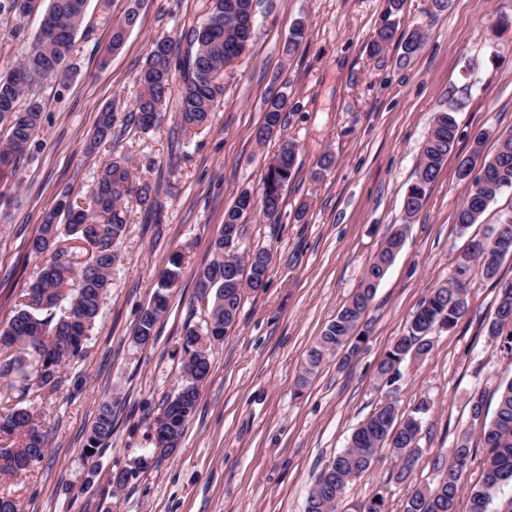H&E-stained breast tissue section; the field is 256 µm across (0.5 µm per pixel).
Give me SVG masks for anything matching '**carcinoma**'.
<instances>
[{
	"label": "carcinoma",
	"instance_id": "cac0c4a2",
	"mask_svg": "<svg viewBox=\"0 0 512 512\" xmlns=\"http://www.w3.org/2000/svg\"><path fill=\"white\" fill-rule=\"evenodd\" d=\"M250 8H254V0H213L204 21L185 35L189 47L182 56L179 55L181 40L162 35L153 41L139 73L142 92L134 116L136 125L144 130L160 125L173 79L178 75L184 80L180 102L182 126L192 131L207 125L224 94V86L218 82L224 65L238 58L251 39L244 25L246 11ZM37 11L42 19L27 53L12 71L0 75V123L8 124V135L0 140V176L29 153L35 134L43 124L44 105L40 99L29 97L22 109L17 108V104L33 85L55 80L56 71L65 66L84 23L87 0H0V17L5 20L21 19ZM395 35L396 29L391 24L380 29L371 42V52L381 53ZM422 42V32L410 31L402 39L400 60L408 61L417 55ZM286 104L287 99L282 94L269 98L257 140H267L282 126ZM115 123L113 108L105 107L99 114L88 148L93 150L110 140ZM457 136L458 124L453 113L448 110L435 113L431 133L421 150L415 180L404 195L405 219H411L422 208ZM485 139L482 131L475 135L469 154L463 156L457 168L458 178L471 184L466 203L456 213V224L462 232L479 223L488 205L504 189L512 188V133L501 137L497 151L490 157L483 153ZM296 157V144L284 140L275 156L276 165L268 168L258 196L243 193L236 205L224 212V223H240L244 213L257 204L266 217L280 216L283 190L294 176ZM131 194L147 211L158 208L150 184H135L127 159L114 158L103 166L89 203L64 199L44 216L30 249L35 255L48 252L50 256L24 291L7 327L0 332V342H5L6 347H22V351L16 350L7 356L0 348V379L24 372L25 358L29 357L35 372L23 390L55 392L61 388V369L83 356L88 332L99 316L112 271L120 262L115 246L125 233L126 219L119 205ZM60 216L65 223L58 221ZM406 232L407 225L400 224L385 237L354 293L309 349L305 373H314L327 356L347 346L356 348L352 344L354 333L369 309L378 283L405 242ZM63 233L87 246L90 256L79 268L66 257L65 250H52ZM502 241L512 249V214L490 233L471 239L467 249L457 257L454 275L448 284L431 289L420 302L405 334L379 361L380 381L396 383L401 378L400 366L404 361L412 356L426 358L432 353L431 331L449 330L467 314V309L459 308L458 304L468 303L466 291L474 275L500 281L501 261L485 260L483 255ZM213 250L216 258L201 271L197 283L201 296L211 300L208 321L204 328L186 327L181 343L182 382L161 407L170 419L168 429L178 441L196 412L200 386L211 370V349L194 347L192 339L217 335L215 331L209 332V327H224V299L230 297L235 305H240L242 294L238 281H259L266 278L269 270L268 265L259 261L266 249L259 247L251 251L253 261L248 270L238 271L236 281L227 283L224 280V236L215 239ZM182 260V253H174L161 272L153 300L133 328L134 343L146 345L154 338L156 324L168 308L169 290L178 278ZM487 336L495 341L500 351L512 356V281L501 286L487 325ZM496 392L498 405L491 419L484 410V395L473 394L467 401L470 422L481 426L486 450L481 479L469 490V512H488L499 487L512 481V379L500 383ZM429 412L430 405L421 400L411 414L400 420L395 401L388 398L379 403L354 430L348 446L319 472L308 493L305 512H338L348 484L371 469L382 448L411 458L409 466L390 474V479L397 483L408 481L422 455L419 446L422 416ZM114 417L112 403L102 401L86 437V456H95L107 445L112 438ZM0 434L12 440L9 445L0 446L1 474L17 472L22 460L36 463L46 455L48 434L40 428L29 407L15 405L5 412L0 411ZM472 455V435L466 429L453 448L435 455L432 470L437 474L436 481L413 486L403 512H457L462 473L449 465V459L468 462Z\"/></svg>",
	"mask_w": 512,
	"mask_h": 512
}]
</instances>
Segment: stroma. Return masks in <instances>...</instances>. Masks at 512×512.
Returning a JSON list of instances; mask_svg holds the SVG:
<instances>
[{"label":"stroma","mask_w":512,"mask_h":512,"mask_svg":"<svg viewBox=\"0 0 512 512\" xmlns=\"http://www.w3.org/2000/svg\"><path fill=\"white\" fill-rule=\"evenodd\" d=\"M210 0H141L139 21L120 50L110 30L129 0H88L86 29L75 38L63 95L37 85L45 104L41 147L0 178L8 218L0 222V330L44 262L29 250L44 213L63 193L91 197L102 166L129 162L135 182L149 183L159 202L144 211L123 199L127 226L118 247L101 316L84 357L63 371L66 382L38 398L49 437L44 459L16 478L0 477V493L19 512H304L319 471L346 448L356 425L386 396L400 414L419 400L432 405L422 426V456L413 484L432 482L434 455L452 448L469 423L467 401L479 392L495 411L499 382L512 378V359L490 346L487 324L498 285L474 278L469 312L452 329L434 332V349L405 364L396 389L377 378V364L431 288L448 282L470 235H483L512 214V188L485 211L469 234L455 217L469 194L456 175L474 133L486 153L512 132V0H450L438 15L428 0H256L253 38L220 76L224 95L208 126L182 132V80H175L163 122L149 131L130 122L141 88L136 76L152 40L180 35L203 22ZM39 14L0 23V74L21 60ZM307 35L294 54L284 45L296 23ZM423 30L410 62L391 42L377 56L369 44L386 25ZM287 98L285 124L265 142L255 137L268 99ZM117 114L110 141L87 151L104 105ZM454 109L458 137L422 210L405 219L403 197L414 179L436 112ZM298 148L296 174L284 190L279 218L253 210L242 223L241 249L273 253L266 285L245 291L235 325L215 346L212 370L179 448L114 490L112 480L153 448L150 425L181 383V338L204 326L198 274L212 258L224 213L256 190L283 140ZM332 167L319 171L324 154ZM407 224L404 246L363 317V342L348 360L327 357L304 377L307 352L357 288L392 226ZM177 251L185 259L156 325L139 346L132 330L153 298L161 271ZM116 411L112 437L96 456L83 452L101 399ZM395 459L382 449L372 468L346 489L339 512L383 490L388 512H402L408 487L390 482Z\"/></svg>","instance_id":"35a3bbf8"}]
</instances>
